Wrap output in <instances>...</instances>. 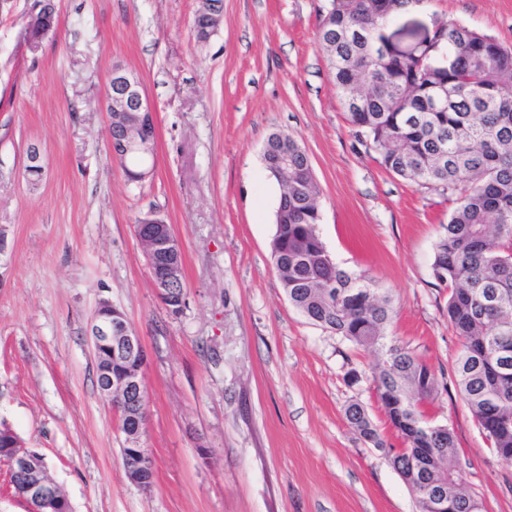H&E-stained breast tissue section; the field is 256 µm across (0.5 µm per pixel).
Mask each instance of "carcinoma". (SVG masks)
<instances>
[{"label":"carcinoma","instance_id":"cac0c4a2","mask_svg":"<svg viewBox=\"0 0 512 512\" xmlns=\"http://www.w3.org/2000/svg\"><path fill=\"white\" fill-rule=\"evenodd\" d=\"M409 2L330 0L319 42L356 142L393 175L457 197L432 274L449 289L448 322L461 339L455 375L462 399L498 461L512 467V49L438 18L445 40L406 61L387 57L382 31ZM284 153L293 159L286 172L278 165ZM262 161L281 188L271 257L288 301L309 321L381 352L373 381L402 447L387 445L357 403L345 412L351 427L387 452L417 512H431L430 493L439 487L455 501L454 512H483L452 464L453 432L426 419L424 407L438 395L435 372L406 346L387 342L390 297L332 260L317 231L315 176L294 187L297 170L312 171L307 154L293 135L274 132ZM142 164V155L127 156L130 181L142 180Z\"/></svg>","mask_w":512,"mask_h":512}]
</instances>
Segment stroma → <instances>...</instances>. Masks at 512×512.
<instances>
[{
  "label": "stroma",
  "mask_w": 512,
  "mask_h": 512,
  "mask_svg": "<svg viewBox=\"0 0 512 512\" xmlns=\"http://www.w3.org/2000/svg\"><path fill=\"white\" fill-rule=\"evenodd\" d=\"M325 3L223 0L201 42L198 0H53L56 31L33 53L34 0H0V424L43 455L74 512H417L385 453L345 417L360 403L397 444L372 383L378 352L307 320L273 267L280 188L261 157L276 131L309 156L331 257L389 293L391 336L435 371L426 416L454 432L464 485L484 512H512V467L460 395L461 342L432 275L457 203L356 143L318 40ZM436 18L512 48V0H415L388 28ZM116 63L155 108V167L139 183L108 148ZM33 143L36 183L25 172ZM150 212L182 244L176 314L134 233ZM103 299L147 352L148 490L125 476L120 417L96 384L88 328Z\"/></svg>",
  "instance_id": "1"
}]
</instances>
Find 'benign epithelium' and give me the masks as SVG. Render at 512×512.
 <instances>
[{
	"instance_id": "benign-epithelium-1",
	"label": "benign epithelium",
	"mask_w": 512,
	"mask_h": 512,
	"mask_svg": "<svg viewBox=\"0 0 512 512\" xmlns=\"http://www.w3.org/2000/svg\"><path fill=\"white\" fill-rule=\"evenodd\" d=\"M197 16L208 19L210 31H215L223 20L222 4L201 0ZM436 29H425L408 38L403 31L388 33L395 50L406 54L432 40ZM107 115L114 112L134 114L136 122L155 123L154 108L142 82L133 72L119 64L112 66L106 86ZM108 139L114 159L125 158L134 146L144 142L148 147L146 166L153 172L156 134L144 132L142 137L131 136L127 127L113 124L108 119ZM137 238L145 250L152 284L158 298L170 311L181 310L184 292L178 289L183 282V250L171 226L150 212L142 223L135 225ZM96 359V383L100 393L118 410L125 420L122 432L131 446L123 451V467L128 481L145 488L151 484L154 469L147 449L140 444L146 420L145 385L143 369L147 355L140 336L131 328L125 313L109 301H101L93 317L90 330ZM0 458L7 461L20 482L14 495L30 506L29 512H72V506L51 477L42 455L26 449L18 442L0 441Z\"/></svg>"
}]
</instances>
